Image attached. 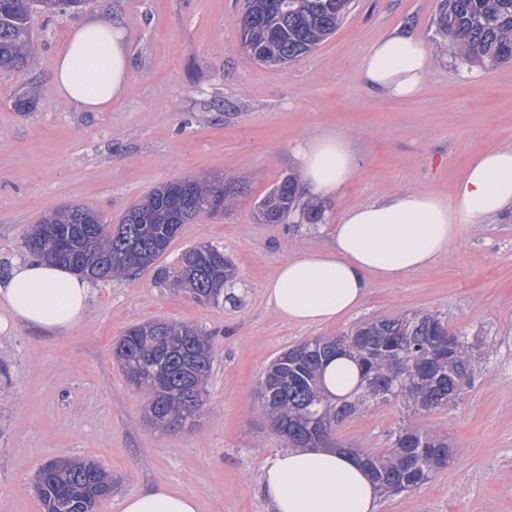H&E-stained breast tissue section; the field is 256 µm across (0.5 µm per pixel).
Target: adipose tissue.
Listing matches in <instances>:
<instances>
[{"label": "adipose tissue", "mask_w": 512, "mask_h": 512, "mask_svg": "<svg viewBox=\"0 0 512 512\" xmlns=\"http://www.w3.org/2000/svg\"><path fill=\"white\" fill-rule=\"evenodd\" d=\"M433 54L411 27L375 40L360 64L364 86L375 95H418ZM131 60L124 23L110 16L74 26L56 56L58 91L88 112H102L122 96ZM299 170L298 208L329 200L354 179L359 161L348 137L318 134L293 147ZM512 212V146L479 153L451 197L416 189L392 190L348 208L337 219L329 247L280 263L264 285L268 306L303 325L340 320L359 308L373 282H396L432 266L455 244L461 225ZM96 294L91 282L47 259L26 256L0 274V332L22 325L62 335L87 317ZM261 490L273 512H377L380 491L358 455L334 448H283L261 468ZM121 512H198L188 493L157 487L124 497Z\"/></svg>", "instance_id": "ef3b65f1"}]
</instances>
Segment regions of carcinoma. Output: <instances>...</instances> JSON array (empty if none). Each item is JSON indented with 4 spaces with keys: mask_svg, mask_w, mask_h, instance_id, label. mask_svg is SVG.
Returning a JSON list of instances; mask_svg holds the SVG:
<instances>
[{
    "mask_svg": "<svg viewBox=\"0 0 512 512\" xmlns=\"http://www.w3.org/2000/svg\"><path fill=\"white\" fill-rule=\"evenodd\" d=\"M351 0H246L257 20L243 35L254 61L283 64L312 51L336 33ZM84 0H0V71L25 75L33 66L31 14H65ZM437 31L454 58L470 66H497L512 61V0H441ZM297 177L278 181L257 205L265 223L278 224L296 201ZM244 183L228 176L218 183L184 177L155 188L131 204L114 226L80 205L68 206L33 226L26 242L30 252L72 267L81 262L93 279L118 277L148 267L174 239L173 227L232 209L246 194ZM64 237L60 251L56 239ZM233 264L210 245L186 249L177 281L199 303L220 306ZM127 330L113 354L127 381L149 398L151 424L162 430L182 427L203 404L212 369L210 336L187 324L157 322ZM358 340L354 350L343 345ZM464 337L449 331L445 320L428 312L394 317L371 316L331 338H314L281 353L259 384L261 413L287 444L317 448L332 431L367 405L397 402L405 418L391 434L389 448H358L382 492L418 489L448 465V441L416 427L422 411L448 405L470 387L474 374ZM356 362L360 380L340 398L322 387L321 374L334 358ZM35 492L44 512H97L112 492L109 474L87 460L44 464Z\"/></svg>",
    "mask_w": 512,
    "mask_h": 512,
    "instance_id": "cac0c4a2",
    "label": "carcinoma"
}]
</instances>
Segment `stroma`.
Instances as JSON below:
<instances>
[{
    "label": "stroma",
    "mask_w": 512,
    "mask_h": 512,
    "mask_svg": "<svg viewBox=\"0 0 512 512\" xmlns=\"http://www.w3.org/2000/svg\"><path fill=\"white\" fill-rule=\"evenodd\" d=\"M440 0H353L336 34L281 67L242 48L244 0H87L30 24L37 62L0 72V262L23 256L33 224L65 204L116 224L157 186L191 176L235 175L247 195L229 212L182 225L149 268L96 282L89 319L62 336L19 328L0 335V512H43L34 490L54 458L96 462L112 475L98 512L127 495L166 486L192 494L198 512H271L258 473L285 442L260 415L257 387L289 347L402 311L439 314L475 353L470 388L420 417L447 437L453 456L420 489L381 498L378 512H512V216L464 225L432 267L373 283L363 305L328 324L278 317L263 285L290 256L323 249L345 209L392 189L450 196L478 152L512 145V62L462 78L442 51ZM112 12L127 27L131 77L104 112L58 94L54 59L70 29ZM412 24L435 55L422 93L398 101L370 93L359 76L367 47ZM349 136L360 169L326 205L319 224H260L254 206L293 171L292 145L320 133ZM209 244L230 257L239 300L202 305L174 288L182 252ZM164 319L211 334L213 363L194 422L159 431L143 421L147 398L112 356L120 336ZM401 410L384 403L336 427L346 448H387Z\"/></svg>",
    "instance_id": "stroma-1"
}]
</instances>
